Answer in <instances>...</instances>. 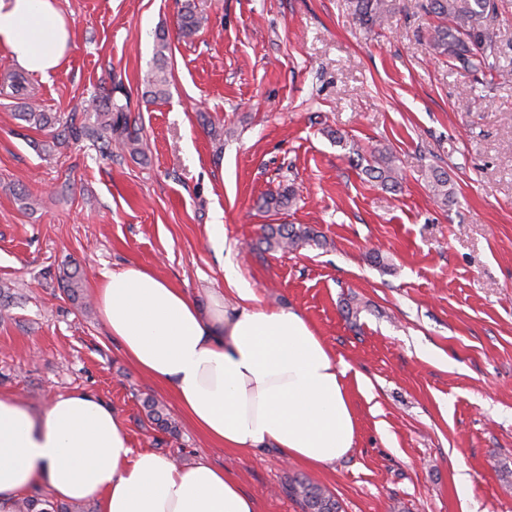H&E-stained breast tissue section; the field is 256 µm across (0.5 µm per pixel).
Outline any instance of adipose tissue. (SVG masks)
<instances>
[{
    "label": "adipose tissue",
    "instance_id": "ef3b65f1",
    "mask_svg": "<svg viewBox=\"0 0 512 512\" xmlns=\"http://www.w3.org/2000/svg\"><path fill=\"white\" fill-rule=\"evenodd\" d=\"M0 46L46 81L70 50V25L56 0H0ZM238 294L239 306L215 295L204 309L136 266L104 272L96 292L125 357L168 385L211 443L271 446L316 469L348 455L357 424L345 369L301 313ZM35 484L59 500L96 501L99 512H257L223 469L134 451L90 393L53 395L36 412L0 396V512H15Z\"/></svg>",
    "mask_w": 512,
    "mask_h": 512
}]
</instances>
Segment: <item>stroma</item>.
Listing matches in <instances>:
<instances>
[{
	"mask_svg": "<svg viewBox=\"0 0 512 512\" xmlns=\"http://www.w3.org/2000/svg\"><path fill=\"white\" fill-rule=\"evenodd\" d=\"M427 2L393 0L370 26L354 0H58L71 48L50 80L29 76L30 98L13 93L17 66L0 48V281L11 287L0 395L37 409L93 393L134 450L223 468L258 512H302L288 493L299 478L342 512H512V0H490L499 51L485 75L431 52ZM187 3L203 19L188 39ZM161 32L169 94L147 104ZM110 86L144 156L108 158L20 117L34 103L94 123ZM377 148L397 157L400 189L358 166ZM434 166L455 188L449 204L429 186ZM287 187L291 208L261 209ZM265 224L310 226L323 244L267 248ZM70 259L85 273L84 311L54 278ZM130 265L228 307L239 301L231 268L261 304L301 312L366 384L352 394L351 452L313 470L274 448L209 442L108 332L95 290ZM148 396L175 433L148 421Z\"/></svg>",
	"mask_w": 512,
	"mask_h": 512,
	"instance_id": "1",
	"label": "stroma"
}]
</instances>
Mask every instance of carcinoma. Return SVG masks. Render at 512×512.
<instances>
[{"mask_svg": "<svg viewBox=\"0 0 512 512\" xmlns=\"http://www.w3.org/2000/svg\"><path fill=\"white\" fill-rule=\"evenodd\" d=\"M489 0H430V12L442 23L433 27L430 38L432 50L458 62L460 68L469 73H479L490 67L489 58L498 51L496 37L483 27L482 19L489 8ZM357 13L362 23L381 25L392 13L391 0H357ZM460 17L464 24L450 28L443 23L448 17ZM201 24L200 19L191 9H186L180 17L179 29L184 37L194 35ZM155 64L144 79L146 100L164 97L169 91V72L167 52L169 44L165 34L157 35ZM96 122L91 126L77 125L76 114H71L65 123L64 131L78 139L82 136L94 138L102 143V150L112 154V144H117L131 156L144 154L142 143L131 128L128 106L118 105L112 101V91H107L96 105ZM22 117L40 127H49L56 123V117L47 112L31 109L22 113ZM365 172L382 186L395 189L400 183L399 169L395 157L387 149L371 152V160L365 166ZM430 185L434 197L447 204L453 198L455 190L450 186L448 174L437 167L430 170ZM294 189L271 195L264 199L267 209H285L295 203ZM263 240L271 248H294L309 243L321 245L318 235L309 227L295 224H266L263 227ZM58 284L63 294L76 305H83V277L78 269H64L58 275ZM146 416L152 424L164 432L173 433L168 414L153 398L143 400ZM291 493L300 500L304 512H340L339 502L334 496L306 479H298L291 487ZM16 512H70L64 504L54 503L41 495L23 498L17 503Z\"/></svg>", "mask_w": 512, "mask_h": 512, "instance_id": "1", "label": "carcinoma"}]
</instances>
